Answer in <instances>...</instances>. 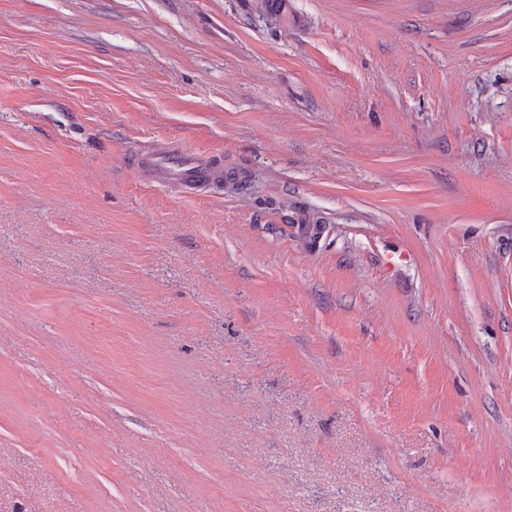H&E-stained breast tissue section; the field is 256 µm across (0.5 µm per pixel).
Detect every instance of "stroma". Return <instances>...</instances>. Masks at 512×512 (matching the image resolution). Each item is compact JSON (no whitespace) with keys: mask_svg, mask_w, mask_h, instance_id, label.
<instances>
[{"mask_svg":"<svg viewBox=\"0 0 512 512\" xmlns=\"http://www.w3.org/2000/svg\"><path fill=\"white\" fill-rule=\"evenodd\" d=\"M0 512H512V0H0ZM138 177L159 185L176 186L185 195L205 192L232 175L224 165L180 144H158L131 156Z\"/></svg>","mask_w":512,"mask_h":512,"instance_id":"1","label":"stroma"}]
</instances>
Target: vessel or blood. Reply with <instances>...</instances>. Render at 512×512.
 Returning <instances> with one entry per match:
<instances>
[{
    "label": "vessel or blood",
    "instance_id": "obj_1",
    "mask_svg": "<svg viewBox=\"0 0 512 512\" xmlns=\"http://www.w3.org/2000/svg\"><path fill=\"white\" fill-rule=\"evenodd\" d=\"M131 166L138 177L176 186L186 195L205 192L221 183L226 175L220 162L175 143L160 144L153 150L132 155Z\"/></svg>",
    "mask_w": 512,
    "mask_h": 512
}]
</instances>
